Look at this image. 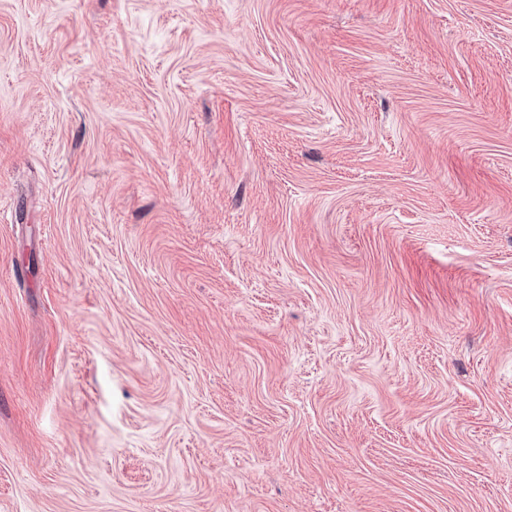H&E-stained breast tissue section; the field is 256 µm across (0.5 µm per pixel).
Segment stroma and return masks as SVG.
Segmentation results:
<instances>
[{"mask_svg": "<svg viewBox=\"0 0 512 512\" xmlns=\"http://www.w3.org/2000/svg\"><path fill=\"white\" fill-rule=\"evenodd\" d=\"M0 512H512V0H0Z\"/></svg>", "mask_w": 512, "mask_h": 512, "instance_id": "obj_1", "label": "stroma"}]
</instances>
